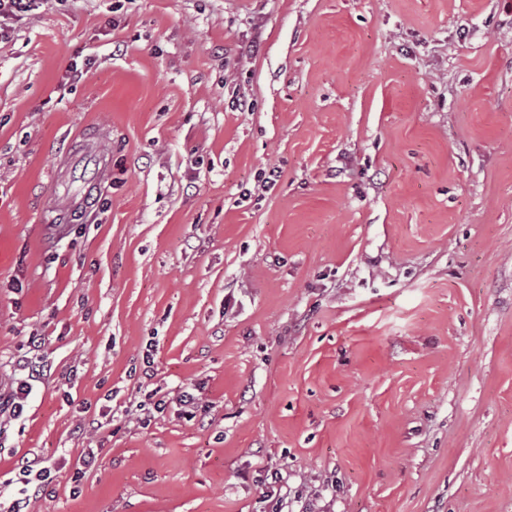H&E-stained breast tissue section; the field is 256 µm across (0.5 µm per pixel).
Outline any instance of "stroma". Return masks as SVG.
<instances>
[{
    "mask_svg": "<svg viewBox=\"0 0 512 512\" xmlns=\"http://www.w3.org/2000/svg\"><path fill=\"white\" fill-rule=\"evenodd\" d=\"M0 27V394L45 339L0 512L26 458L58 472L29 512H271L270 484L282 512H512V0ZM86 151L108 178L70 223Z\"/></svg>",
    "mask_w": 512,
    "mask_h": 512,
    "instance_id": "stroma-1",
    "label": "stroma"
}]
</instances>
